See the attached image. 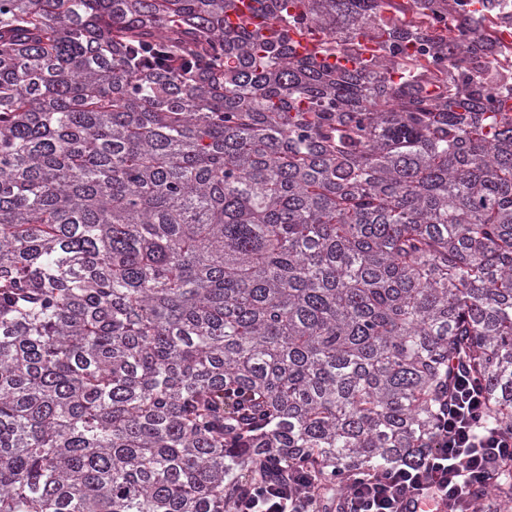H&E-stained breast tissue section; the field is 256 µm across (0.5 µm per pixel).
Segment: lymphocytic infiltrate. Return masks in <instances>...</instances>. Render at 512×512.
<instances>
[{"label":"lymphocytic infiltrate","mask_w":512,"mask_h":512,"mask_svg":"<svg viewBox=\"0 0 512 512\" xmlns=\"http://www.w3.org/2000/svg\"><path fill=\"white\" fill-rule=\"evenodd\" d=\"M485 398L480 386L455 371L434 445L416 461L355 478L344 486L345 512H407L408 500L446 503L448 512H474L469 487L490 483L493 459L512 458V433L480 426ZM315 479L303 467L263 480L229 512H314Z\"/></svg>","instance_id":"1"}]
</instances>
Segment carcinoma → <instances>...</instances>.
I'll return each mask as SVG.
<instances>
[{"label":"carcinoma","mask_w":512,"mask_h":512,"mask_svg":"<svg viewBox=\"0 0 512 512\" xmlns=\"http://www.w3.org/2000/svg\"><path fill=\"white\" fill-rule=\"evenodd\" d=\"M472 6L0 0V512L299 465L339 510L456 367L512 431V0ZM470 497L512 512V460Z\"/></svg>","instance_id":"cac0c4a2"}]
</instances>
